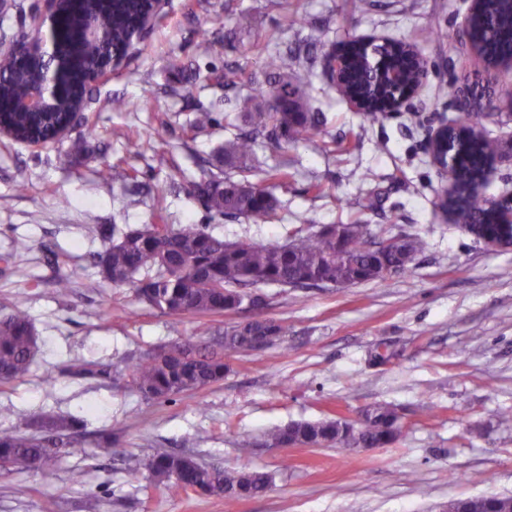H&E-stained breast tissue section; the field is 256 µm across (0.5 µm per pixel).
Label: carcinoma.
<instances>
[{
  "instance_id": "obj_1",
  "label": "carcinoma",
  "mask_w": 512,
  "mask_h": 512,
  "mask_svg": "<svg viewBox=\"0 0 512 512\" xmlns=\"http://www.w3.org/2000/svg\"><path fill=\"white\" fill-rule=\"evenodd\" d=\"M138 4L121 3L115 12L103 13L98 0H84L79 12L70 15L75 27L93 19L109 30L106 44L64 42L59 55L67 60L81 59L86 68L97 66L104 52L128 43ZM441 44L452 45L461 37L456 28L432 29ZM470 35L489 42L491 52L512 48V0H487L482 14L470 22ZM391 60L406 73V81H417V71L405 59L403 46L387 49ZM301 63L300 57L268 54L267 68L277 77L270 85L273 104L267 112H243L244 121L254 133H239L224 141V160L237 163L238 174L222 179L202 178L206 211L219 217H244L270 221L276 218L278 200L252 183L246 175L254 154L255 134L264 133L274 148L304 141L316 153L330 151L323 137V122L308 111L311 87L288 80V70ZM45 74V64L37 56L0 73V111L4 121L22 137L44 136L54 124L66 118L88 89L74 78L68 96L53 112L39 115L12 112L6 104L33 88ZM350 86L375 107L388 99L382 88H371L367 74L354 70ZM495 143L486 137L470 135L455 143L462 154L459 185L461 200L476 221L475 229L487 232L496 228L487 200L468 189V184L493 159ZM334 225L306 235L297 230L282 243L262 244L248 239L224 240L208 231L205 224H143L130 228L112 225L109 246L95 256L102 277L114 284L135 286L140 301L178 323L189 316H206L246 308L250 317L224 328V334L207 341H175L136 361L130 368L133 385L147 400L168 402L179 394L199 391L224 379V353H252L265 338L281 341L288 327L265 315V298L253 292L260 285L279 288H334L355 279L359 283L384 281L382 261L403 267L421 253L425 244L412 235L399 236L395 250L381 259L380 242L365 224H355L347 249L338 256L327 232ZM25 294L17 293L11 313L0 317V384L27 375L37 349L33 325L23 309ZM73 421L48 418L40 427L46 434L35 436L17 428L0 429V461L5 471H33L51 477L58 468L60 449L66 447L64 431ZM401 433L396 410L389 403H375L361 410V418L350 423L337 417L292 423L266 435L269 444L281 443L288 436L315 446H335L341 450L384 448L396 443ZM139 466L157 485L199 491L225 500L257 496L267 490L269 476L260 471L242 472L207 467L190 456L158 452L142 459Z\"/></svg>"
}]
</instances>
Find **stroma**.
Instances as JSON below:
<instances>
[{
    "instance_id": "stroma-1",
    "label": "stroma",
    "mask_w": 512,
    "mask_h": 512,
    "mask_svg": "<svg viewBox=\"0 0 512 512\" xmlns=\"http://www.w3.org/2000/svg\"><path fill=\"white\" fill-rule=\"evenodd\" d=\"M469 0H168L162 16L116 74L93 88L86 148L67 141L33 149L0 142V316L16 293L39 337L29 374L0 385V429L48 415L87 419L53 478L0 472V512H441L448 500L512 495V246L487 249L437 209L448 185L426 139L458 113L441 88L477 78L474 61L453 58L430 38L433 26H461ZM246 11L252 26L237 30ZM390 37L418 48L427 87L409 108L376 122L351 108L324 72L327 51L351 36ZM224 41V55L205 51ZM300 51L294 76L312 85L326 140L351 153H313L299 142L275 151L258 140L251 180L279 201L268 223L210 217L192 185L227 174L216 161L240 101L265 110L269 74L260 50ZM191 71L169 70L171 57ZM235 65L228 85L209 71ZM119 96L136 107L112 111ZM512 67L500 69L480 105L486 135L512 145ZM216 121L191 130L193 113ZM291 163L287 186L266 182L278 158ZM28 188L17 191L18 179ZM167 184L164 200L153 189ZM319 184L313 192L311 184ZM205 224L227 240L283 242L287 232L366 224L373 234L416 235L425 243L407 271L382 282L336 288L259 287L283 341L251 354L228 353L223 381L173 401L146 400L129 377L144 353L196 339L200 317L173 323L141 303L134 288L101 276L94 257L107 246L94 226ZM28 245L13 250L14 241ZM70 281L68 296L54 292ZM393 346L391 363L371 367L369 351ZM75 363L97 373L73 375ZM53 386H46V379ZM392 404L402 432L385 448L348 454L334 447L266 445L268 431L298 421L355 416ZM194 456L224 469L261 471V496L226 501L154 486L139 459L158 451Z\"/></svg>"
}]
</instances>
